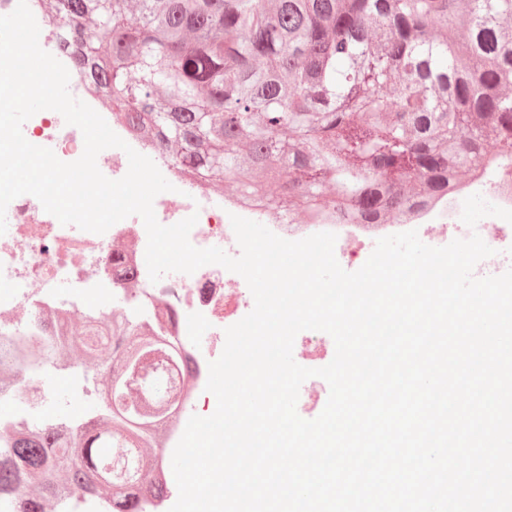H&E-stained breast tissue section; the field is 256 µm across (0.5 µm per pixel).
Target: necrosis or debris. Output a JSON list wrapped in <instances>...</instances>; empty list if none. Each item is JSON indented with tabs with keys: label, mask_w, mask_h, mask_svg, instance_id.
Instances as JSON below:
<instances>
[{
	"label": "necrosis or debris",
	"mask_w": 512,
	"mask_h": 512,
	"mask_svg": "<svg viewBox=\"0 0 512 512\" xmlns=\"http://www.w3.org/2000/svg\"><path fill=\"white\" fill-rule=\"evenodd\" d=\"M27 3L40 29L41 48L68 69L73 93L91 108H98L99 98L75 66L71 47L61 41L38 0ZM23 134L34 145H49L64 162L77 160L84 151L81 130L67 124L61 114L52 110L36 113L27 120ZM487 154L491 165L474 185L491 204L512 210V160L501 157L494 145ZM170 175L173 192L153 202L158 222L170 226L197 215V223L189 234L195 247L219 243L230 256H239L235 234L229 229L230 218L248 217L251 208L236 204L228 212L212 209L203 185L175 169ZM465 197L462 189L449 193L447 199L421 212L415 221L416 228L433 239H466L479 233L494 255L490 264L476 266L477 276H488L493 267H512V224L489 216L479 230H471L458 221ZM8 213L12 230L0 235V314L19 312L31 322L49 319L57 311L71 317L92 313L105 318L111 315L112 303L118 299L128 311L153 314L162 333L178 337L190 353L195 372L165 360L161 393L150 391L145 395L151 406L163 395L184 398L181 423L169 431L162 445L164 451H173L184 431V422L199 411L209 364L217 358L216 352L203 351L195 338H224L225 328L252 310L254 300L246 282L237 273L211 265L191 274L168 273L158 282H151L145 259L147 234L136 215L96 234L61 224L29 194L12 200ZM325 229L337 236V261L348 265L359 262L373 240L362 225L332 224L325 228L319 224H297L285 209L271 226L272 232L288 240H299Z\"/></svg>",
	"instance_id": "obj_1"
}]
</instances>
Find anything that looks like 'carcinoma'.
Here are the masks:
<instances>
[{
	"label": "carcinoma",
	"instance_id": "obj_1",
	"mask_svg": "<svg viewBox=\"0 0 512 512\" xmlns=\"http://www.w3.org/2000/svg\"><path fill=\"white\" fill-rule=\"evenodd\" d=\"M75 61L127 123L182 173L237 183L235 199L308 223L381 224L490 164L512 158V0H47ZM92 15L107 26L89 35ZM410 179V194L395 184ZM276 184L280 198L268 196ZM335 187L334 196L323 188ZM57 357L42 323L0 329V384L63 364L94 410L0 436V502L56 512L87 494L107 512H143L168 493L162 460L131 450L177 422L126 402L133 369L179 342L137 314L91 316Z\"/></svg>",
	"mask_w": 512,
	"mask_h": 512
}]
</instances>
